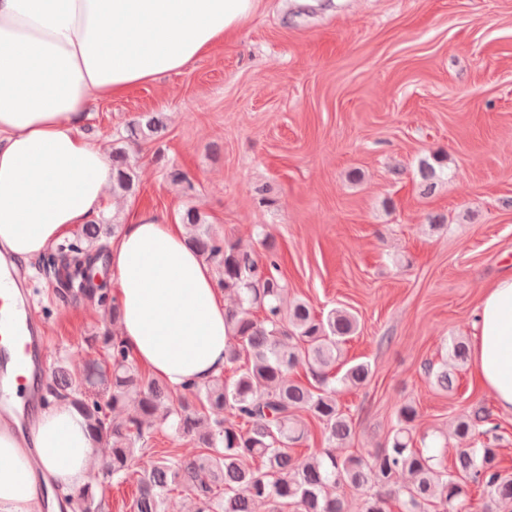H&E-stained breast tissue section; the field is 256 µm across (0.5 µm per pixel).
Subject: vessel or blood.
<instances>
[{"label": "vessel or blood", "instance_id": "vessel-or-blood-1", "mask_svg": "<svg viewBox=\"0 0 512 512\" xmlns=\"http://www.w3.org/2000/svg\"><path fill=\"white\" fill-rule=\"evenodd\" d=\"M49 348L15 260H0V420L30 426Z\"/></svg>", "mask_w": 512, "mask_h": 512}]
</instances>
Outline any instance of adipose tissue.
I'll return each mask as SVG.
<instances>
[{"label":"adipose tissue","mask_w":512,"mask_h":512,"mask_svg":"<svg viewBox=\"0 0 512 512\" xmlns=\"http://www.w3.org/2000/svg\"><path fill=\"white\" fill-rule=\"evenodd\" d=\"M258 0H0V248L25 260L99 216L113 170L81 131L98 102L181 71L234 35ZM119 335L130 359L170 388L206 385L225 367L226 302L213 267L165 215L135 212L109 246ZM482 384L512 412V275L482 297L473 326ZM61 492L95 459L68 402L43 407L34 434ZM36 476L0 426V512H36Z\"/></svg>","instance_id":"1"}]
</instances>
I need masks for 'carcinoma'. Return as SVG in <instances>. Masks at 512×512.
<instances>
[{"mask_svg":"<svg viewBox=\"0 0 512 512\" xmlns=\"http://www.w3.org/2000/svg\"><path fill=\"white\" fill-rule=\"evenodd\" d=\"M159 126V118L150 116L145 124L129 128L127 139H145ZM112 167V194L129 190L133 173L125 152L112 154ZM183 220L190 228L189 244L217 266L219 286L235 298L225 314L230 336L224 356L236 375L230 380L219 376L201 387L188 384L175 402L166 386L138 371L117 333L104 332L90 337L103 349V359L86 363L81 372L58 365L42 396L45 405L68 401L83 414L94 445L109 449L103 475L136 483L133 512H162L175 489L194 496L196 512H256L265 503L293 504L297 512H347L337 490L369 484L387 492L369 496L363 512H389L393 496L402 512H428L431 507L448 512L466 500L470 486L485 494L482 512H512V475L503 470L497 449L474 447L479 436L497 428L485 406L457 418L454 434L465 446L457 449L450 466L442 462L446 449L416 447L417 410L411 403L398 409L387 447L374 454L341 458L329 448H316L304 459L292 456L289 446L307 434V416L321 426L328 441L354 434L352 421L339 407L336 384H364L369 365L354 364L339 378L335 369L342 345L358 331V320L345 309L318 316L303 300L286 303L287 286L278 274L279 255L271 237H264L265 254L257 256L201 223L192 209ZM120 228L103 218L84 224L74 241L40 259L42 268L56 276L62 268L70 270L57 289L60 300H66L80 277L79 291L108 310L114 327L120 308L107 289L87 278L86 264L105 261L98 242ZM255 310L262 316H254ZM298 365L307 367L313 383L290 378ZM426 373L439 388L453 389L455 377L448 365L429 366ZM131 400L136 413L115 420L113 415ZM156 423L193 439L203 452L179 462L164 451L143 469H131V462L144 455ZM399 473L410 480L395 489L393 478ZM74 503L78 512L104 509L91 482L76 491Z\"/></svg>","mask_w":512,"mask_h":512,"instance_id":"cac0c4a2","label":"carcinoma"}]
</instances>
